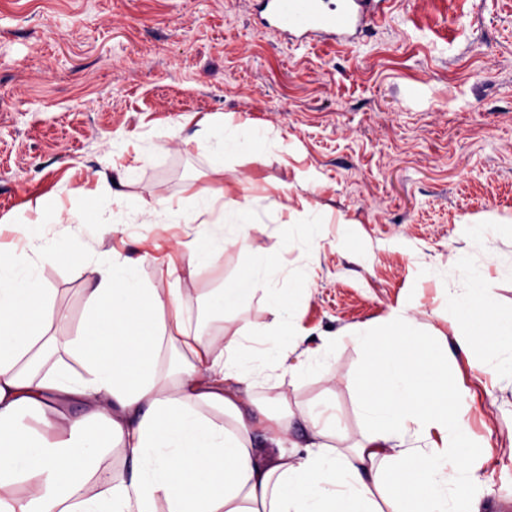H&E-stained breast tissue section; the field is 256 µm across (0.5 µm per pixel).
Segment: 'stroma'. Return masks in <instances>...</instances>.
Listing matches in <instances>:
<instances>
[{"instance_id":"obj_1","label":"stroma","mask_w":512,"mask_h":512,"mask_svg":"<svg viewBox=\"0 0 512 512\" xmlns=\"http://www.w3.org/2000/svg\"><path fill=\"white\" fill-rule=\"evenodd\" d=\"M259 128L271 145L213 173L202 121ZM119 186L141 212L187 186L238 201L309 203L318 277L300 307L314 339L404 308L434 328L449 388L464 397L480 461L481 512H512V383L473 369L433 266L479 264L470 223L512 214V0H391L354 42L290 43L264 31L256 0H0V220L52 202L57 223L86 206L72 188ZM499 311L512 312V227L485 244ZM287 257L280 236L227 247L224 273ZM360 356L342 344L321 371L254 391L270 412L330 409L334 445L361 424Z\"/></svg>"}]
</instances>
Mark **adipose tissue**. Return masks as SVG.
I'll use <instances>...</instances> for the list:
<instances>
[{"mask_svg":"<svg viewBox=\"0 0 512 512\" xmlns=\"http://www.w3.org/2000/svg\"><path fill=\"white\" fill-rule=\"evenodd\" d=\"M200 134L218 174L261 138L209 123ZM99 191L120 214L114 232L136 229L137 255L102 248V217L81 210L67 224L41 214L13 224L0 249V512H478L463 399L407 311L309 346L292 296L312 287L314 266L259 258L241 284L272 315L263 330L187 327L182 284L213 265L225 239L277 230L285 251L305 255L313 212L242 203L222 187L188 190L143 214L108 184ZM50 267L90 282L79 318L57 309ZM435 274L451 279L458 347L484 346L476 370L512 379V350L492 346L496 337L512 346V313L497 310L475 267ZM66 320L73 329L58 337ZM345 342L360 352L354 447L330 445L331 426L310 410L269 416L255 402L269 373L303 379ZM298 416L307 435L285 449ZM104 438L122 465L102 475L92 458Z\"/></svg>","mask_w":512,"mask_h":512,"instance_id":"1","label":"adipose tissue"}]
</instances>
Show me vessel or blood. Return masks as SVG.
Returning <instances> with one entry per match:
<instances>
[{"mask_svg": "<svg viewBox=\"0 0 512 512\" xmlns=\"http://www.w3.org/2000/svg\"><path fill=\"white\" fill-rule=\"evenodd\" d=\"M384 0H259L264 25L289 41L352 42L381 18Z\"/></svg>", "mask_w": 512, "mask_h": 512, "instance_id": "1", "label": "vessel or blood"}]
</instances>
